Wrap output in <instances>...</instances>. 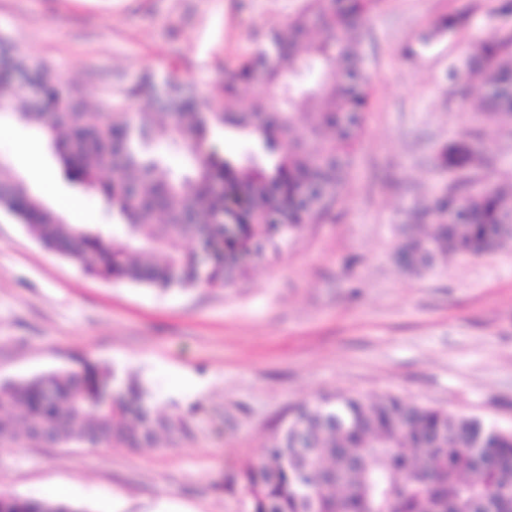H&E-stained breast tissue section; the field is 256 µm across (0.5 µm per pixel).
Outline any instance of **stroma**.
Listing matches in <instances>:
<instances>
[{"label": "stroma", "mask_w": 512, "mask_h": 512, "mask_svg": "<svg viewBox=\"0 0 512 512\" xmlns=\"http://www.w3.org/2000/svg\"><path fill=\"white\" fill-rule=\"evenodd\" d=\"M500 0H384L368 21L372 97L354 171L331 220L224 288L166 293L81 271L0 208V381L72 368L80 354L138 375L190 432L158 447L0 445V491L70 486L86 512H247L230 480L257 461L292 405L337 391L396 393L512 428V242L436 274L392 262L395 227L437 189L434 148L471 126L446 79L478 35L512 29ZM305 0H0V35L86 94L119 102L145 71L212 96L226 65ZM467 22L419 43L442 16ZM0 164L33 195L17 149L35 143L60 190L106 223L100 196L62 177L41 129L0 111Z\"/></svg>", "instance_id": "35a3bbf8"}]
</instances>
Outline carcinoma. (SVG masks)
<instances>
[{"instance_id": "1", "label": "carcinoma", "mask_w": 512, "mask_h": 512, "mask_svg": "<svg viewBox=\"0 0 512 512\" xmlns=\"http://www.w3.org/2000/svg\"><path fill=\"white\" fill-rule=\"evenodd\" d=\"M382 0H307L254 54L224 68L200 100L175 75L151 73L128 104L86 111L48 65L0 39V110L39 126L64 178L98 194L114 224H66L0 165V207L49 251L104 280L162 291L226 287L327 220L361 143L371 98L362 28ZM449 15L420 36L452 29ZM481 86L466 109L512 124V31L475 41L448 81ZM234 99L237 107L226 108ZM246 143L235 156L217 131ZM481 128L438 145L433 168L455 179L417 201L397 227L394 260L435 273L450 256L480 258L512 240V182L490 166ZM169 149L188 163L173 170ZM77 368L0 383V442L137 450L188 432L160 413L142 380L76 358ZM248 512H512V431L395 394L336 392L294 407L237 476ZM0 512H87L51 498L0 496Z\"/></svg>"}]
</instances>
